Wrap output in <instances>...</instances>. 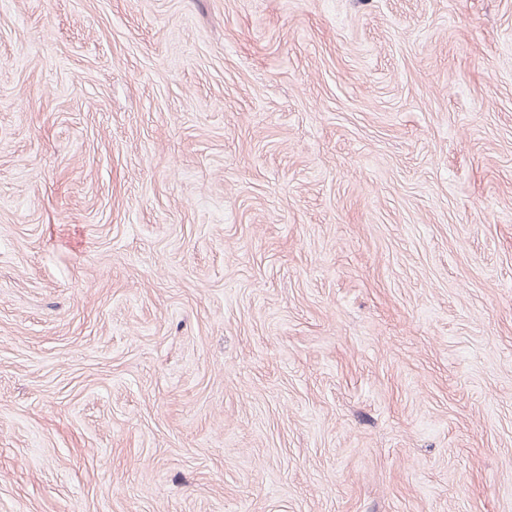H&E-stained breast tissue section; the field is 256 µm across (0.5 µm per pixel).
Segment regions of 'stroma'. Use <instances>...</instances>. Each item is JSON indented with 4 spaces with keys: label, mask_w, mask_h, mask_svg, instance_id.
Segmentation results:
<instances>
[{
    "label": "stroma",
    "mask_w": 512,
    "mask_h": 512,
    "mask_svg": "<svg viewBox=\"0 0 512 512\" xmlns=\"http://www.w3.org/2000/svg\"><path fill=\"white\" fill-rule=\"evenodd\" d=\"M0 512H512V0H0Z\"/></svg>",
    "instance_id": "1"
}]
</instances>
